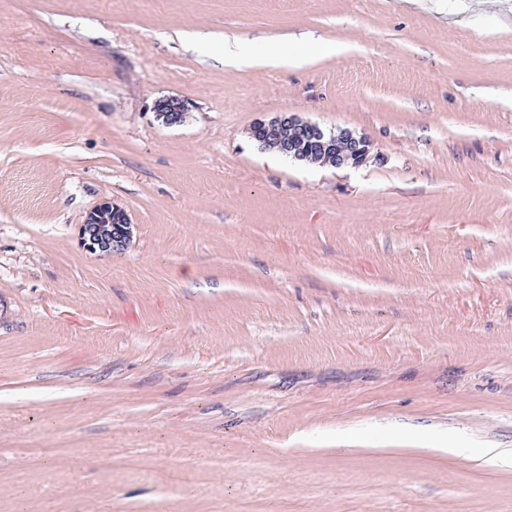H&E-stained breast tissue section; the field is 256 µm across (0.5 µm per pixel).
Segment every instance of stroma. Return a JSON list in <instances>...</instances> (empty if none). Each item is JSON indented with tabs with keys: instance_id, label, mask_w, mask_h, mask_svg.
<instances>
[{
	"instance_id": "1",
	"label": "stroma",
	"mask_w": 512,
	"mask_h": 512,
	"mask_svg": "<svg viewBox=\"0 0 512 512\" xmlns=\"http://www.w3.org/2000/svg\"><path fill=\"white\" fill-rule=\"evenodd\" d=\"M0 512H512V0H0ZM152 111L158 121L165 126L173 127L184 123L188 105L177 96H163L153 102ZM292 127L296 138L279 142L280 153L294 160H305L308 152L320 149L332 158L336 168L356 167L363 164L370 152V143L364 136L338 129L327 133L318 125L303 121L294 115L283 114L271 119H257L251 126V137L265 144L278 137L284 127ZM127 213L109 201L99 204L81 225V239L90 251L112 254L124 250L132 237Z\"/></svg>"
}]
</instances>
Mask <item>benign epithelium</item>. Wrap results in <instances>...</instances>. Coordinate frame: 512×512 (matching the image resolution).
Wrapping results in <instances>:
<instances>
[{
  "label": "benign epithelium",
  "mask_w": 512,
  "mask_h": 512,
  "mask_svg": "<svg viewBox=\"0 0 512 512\" xmlns=\"http://www.w3.org/2000/svg\"><path fill=\"white\" fill-rule=\"evenodd\" d=\"M152 111L162 124L173 127L184 123L188 112L186 102L177 96H163L153 102ZM292 127L296 138L279 142L280 153L294 160H304L316 149L329 155L337 168L363 164L370 152V143L363 136L340 129L327 133L318 125L303 121L294 115L283 114L271 119H258L251 128V137L265 144L278 137L284 127ZM132 237L127 213L109 201L99 204L81 225L83 244L93 252L111 254L127 247Z\"/></svg>",
  "instance_id": "7a95c632"
}]
</instances>
